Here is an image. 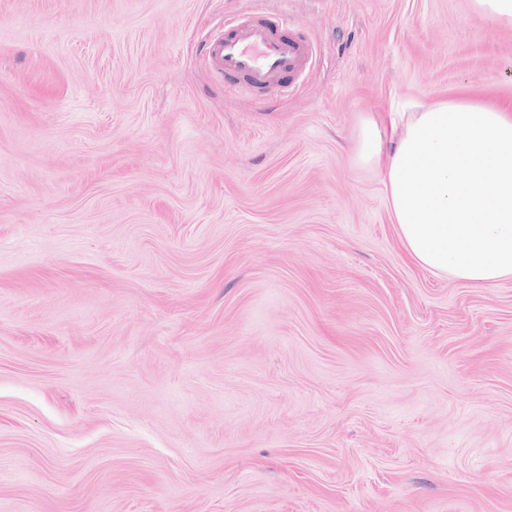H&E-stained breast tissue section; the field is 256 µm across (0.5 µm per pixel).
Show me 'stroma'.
I'll return each mask as SVG.
<instances>
[{
  "mask_svg": "<svg viewBox=\"0 0 512 512\" xmlns=\"http://www.w3.org/2000/svg\"><path fill=\"white\" fill-rule=\"evenodd\" d=\"M318 48L212 77L252 8ZM512 100L472 0H0V512H512V277L404 249L361 121Z\"/></svg>",
  "mask_w": 512,
  "mask_h": 512,
  "instance_id": "stroma-1",
  "label": "stroma"
}]
</instances>
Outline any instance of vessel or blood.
Segmentation results:
<instances>
[{
    "label": "vessel or blood",
    "mask_w": 512,
    "mask_h": 512,
    "mask_svg": "<svg viewBox=\"0 0 512 512\" xmlns=\"http://www.w3.org/2000/svg\"><path fill=\"white\" fill-rule=\"evenodd\" d=\"M285 16L266 20L261 9L244 15L228 31L213 35L203 45V54L214 75L235 91L281 86L305 73L316 48L306 38L281 32Z\"/></svg>",
    "instance_id": "b4317fda"
}]
</instances>
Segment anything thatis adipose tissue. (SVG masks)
Returning a JSON list of instances; mask_svg holds the SVG:
<instances>
[{"instance_id": "1", "label": "adipose tissue", "mask_w": 512, "mask_h": 512, "mask_svg": "<svg viewBox=\"0 0 512 512\" xmlns=\"http://www.w3.org/2000/svg\"><path fill=\"white\" fill-rule=\"evenodd\" d=\"M355 153L381 175L420 266L471 286L512 277V102L460 97L368 119Z\"/></svg>"}]
</instances>
